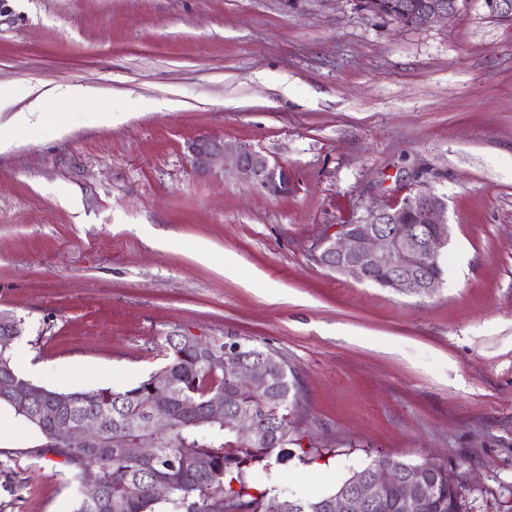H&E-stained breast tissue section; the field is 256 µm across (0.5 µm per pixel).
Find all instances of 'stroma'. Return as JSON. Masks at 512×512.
Returning <instances> with one entry per match:
<instances>
[{
	"instance_id": "35a3bbf8",
	"label": "stroma",
	"mask_w": 512,
	"mask_h": 512,
	"mask_svg": "<svg viewBox=\"0 0 512 512\" xmlns=\"http://www.w3.org/2000/svg\"><path fill=\"white\" fill-rule=\"evenodd\" d=\"M7 7L0 90L47 95L0 146L16 369L122 390L163 363V334L251 338L295 371L303 426L330 450L258 490L307 499L390 455L447 464L465 512H512V21L484 0L420 29L356 0ZM73 85L86 98L48 94ZM202 135L287 165L294 191L198 174L186 145ZM419 181L448 205L430 295L314 261L327 229ZM40 444L16 417L0 433V512H73L71 473Z\"/></svg>"
}]
</instances>
